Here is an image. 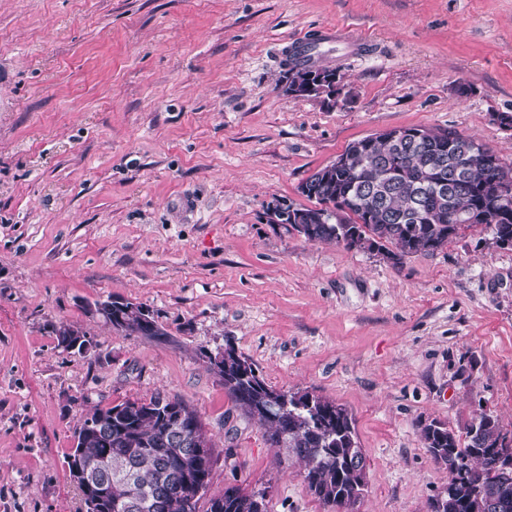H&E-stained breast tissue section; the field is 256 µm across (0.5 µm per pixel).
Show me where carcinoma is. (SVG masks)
Listing matches in <instances>:
<instances>
[{
  "label": "carcinoma",
  "instance_id": "cac0c4a2",
  "mask_svg": "<svg viewBox=\"0 0 512 512\" xmlns=\"http://www.w3.org/2000/svg\"><path fill=\"white\" fill-rule=\"evenodd\" d=\"M419 145L355 141L344 164L327 182L311 184L306 197L315 206L301 209L305 224L290 228L312 242H344L358 238L365 252H386L399 260L416 253H433L467 228L448 223V211H473L483 216L492 240L512 238V218L503 223L501 211L512 207V197L492 196L497 182L512 183V163L499 156L488 163L467 157L474 138L452 131L426 130ZM459 179L444 195L437 190L445 179ZM348 210L338 224L322 223L324 206L337 198ZM394 250H389L387 245ZM150 307L128 302L121 318L104 317L113 329L158 338L162 333L142 325V311ZM215 373L224 391L249 419L265 429L272 446L292 449L305 464V479L324 504L346 512L364 494L366 475L352 474L349 459L362 452L352 416L342 405L310 392L277 390L269 386L255 365L235 347L224 348V360ZM193 426L206 442V453L187 455L173 441L172 413ZM112 420L106 436L97 435L98 423ZM425 448L437 461L448 455L468 461L473 476H451L441 494L430 503L431 512H512V473L499 470L497 451L508 447L498 420L482 413L467 426L462 444L453 431L432 421L421 429ZM77 445L67 456L68 472L98 458L101 477L112 485L102 502L91 504L81 492L86 512H268L266 493L243 492L234 486L207 495L216 463L212 437L197 411L184 401L157 392L144 400L97 408L74 432ZM495 492L498 507L488 511L484 500Z\"/></svg>",
  "mask_w": 512,
  "mask_h": 512
}]
</instances>
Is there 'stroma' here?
Wrapping results in <instances>:
<instances>
[{
	"label": "stroma",
	"mask_w": 512,
	"mask_h": 512,
	"mask_svg": "<svg viewBox=\"0 0 512 512\" xmlns=\"http://www.w3.org/2000/svg\"><path fill=\"white\" fill-rule=\"evenodd\" d=\"M339 38L327 37V30ZM343 76L280 86L290 38ZM512 0H0V512H85L68 477L96 407L156 392L196 409L214 493L329 512L290 449L203 354L233 343L279 390L345 406L366 461L351 512H430L449 473L421 429L479 413L512 439V249L483 225L393 263L269 223L352 142L421 126L512 162ZM148 305L112 330L89 304ZM67 323L92 340L57 346ZM313 63H301L293 60L288 62V71L286 83L283 86V91L290 96H304V97H320L327 95L331 98H336L340 88V74L336 69H330L336 73L323 72L321 69H310L309 73H302L300 77L288 86V79L295 77L302 68H311ZM111 304L106 305H95L90 304L88 307V310L93 315H107L110 314L112 316V309L113 308H119L117 309V312L121 313V320L118 319V317L114 318V312H113V318H110L108 316H103L102 318L104 321L111 325L113 329L116 331H121L125 333H133L137 332L139 336H143L145 338H159L160 336H163V332H159L153 329V327L149 325L142 326V310H146L149 315H152V319L154 320V311L150 309L147 305H144L142 303L135 304L128 302L125 304V310L120 309L121 306H112V300H109ZM153 312V313H152ZM136 327V329H134Z\"/></svg>",
	"instance_id": "35a3bbf8"
}]
</instances>
